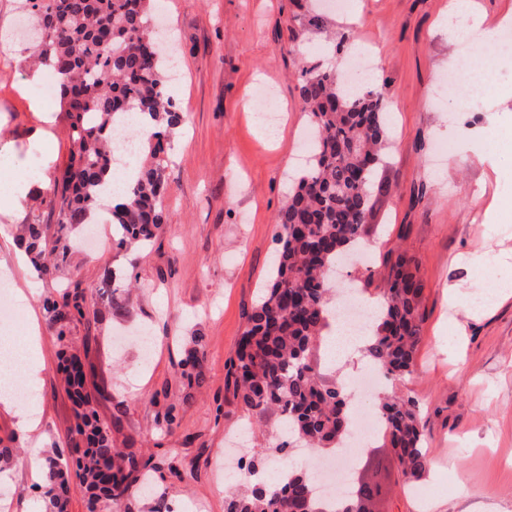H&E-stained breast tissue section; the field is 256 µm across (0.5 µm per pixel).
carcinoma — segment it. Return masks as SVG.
<instances>
[{"label": "carcinoma", "mask_w": 512, "mask_h": 512, "mask_svg": "<svg viewBox=\"0 0 512 512\" xmlns=\"http://www.w3.org/2000/svg\"><path fill=\"white\" fill-rule=\"evenodd\" d=\"M39 40L33 53L57 83L61 112L68 123L70 162L37 195L49 199L56 223L79 226L91 221L101 201L111 199L112 131L130 127L146 113L154 131L136 144L142 154L122 200L112 203L117 245L151 240L167 223L162 196L166 145L182 123L170 94L163 54L153 39L154 0H43L35 5ZM299 97L317 133L294 191L276 218L279 257L248 317L236 359L228 369L244 407L263 417L287 415V439L272 451L298 443L316 451L336 450L350 433L352 392L342 381L326 382L314 364L327 316L334 309L331 275L341 254L359 244L371 209L373 177L385 152L386 87L376 81L359 92L345 88L336 67H302ZM32 266L44 275L67 261L69 244L50 242L43 224H25L21 237ZM383 311L373 323L364 353L391 382L413 372L420 341L423 280L407 253H388ZM103 285L75 288L62 301L47 297L43 309L57 336L84 317L94 295H114ZM60 368L67 393L77 408L73 439L84 447L60 450L44 460V508L67 512L71 476L88 493V512L120 509L139 473L140 456L112 447L110 427L99 421L95 399L86 391L80 355L64 350ZM378 412L384 424L382 446L391 449L408 482L420 480L430 459L417 401L391 393ZM351 475L353 490L335 512H375L383 482ZM224 512H324L310 472L294 468L266 485L246 482L230 491Z\"/></svg>", "instance_id": "carcinoma-1"}]
</instances>
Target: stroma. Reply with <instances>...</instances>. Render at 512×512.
Listing matches in <instances>:
<instances>
[{"label":"stroma","instance_id":"35a3bbf8","mask_svg":"<svg viewBox=\"0 0 512 512\" xmlns=\"http://www.w3.org/2000/svg\"><path fill=\"white\" fill-rule=\"evenodd\" d=\"M20 0H0V168L17 169L45 185L69 163L67 124L58 97H45L44 72L28 65L33 45L23 33ZM161 24L178 50L176 109L184 117L165 170L168 221L146 246L117 247L109 221L101 245L70 229L74 246L60 271L38 276L19 269L13 251L22 227L40 219L48 238L59 226L47 201L27 198L10 208L0 181V274L20 301L13 321L0 325V343H26L37 327L35 412L40 421L21 433L0 408V447L13 450L0 467L8 512H37L30 453L45 457L67 447L75 406L58 369L60 344L43 300L65 289L113 279L117 304L98 301L67 337L85 364L112 445L141 456L168 512H224L218 470L229 438L246 431L251 454L266 455L278 438L277 416L257 419L235 396L227 365L257 304L279 249L277 213L298 168L301 135L310 124L298 93L296 44L319 46L320 58L342 62L329 32L355 31L387 84L390 146L375 174L373 209L363 242L369 258L352 256L338 278L357 296L374 297L385 283L383 260L400 248L415 257L425 289L424 322L413 373L394 391L418 400L431 460L422 485L446 493L419 507L388 449L386 493L379 512H512V298L465 316L493 278L512 277V77L487 91L477 112L452 98L436 99L441 75L474 42L471 17L453 21L451 0H351L340 13L326 0H160ZM262 83L274 87L284 138L259 135L243 103ZM497 132L490 165L477 154ZM488 256L475 270L464 257ZM202 337L201 377L182 366L194 337Z\"/></svg>","mask_w":512,"mask_h":512}]
</instances>
